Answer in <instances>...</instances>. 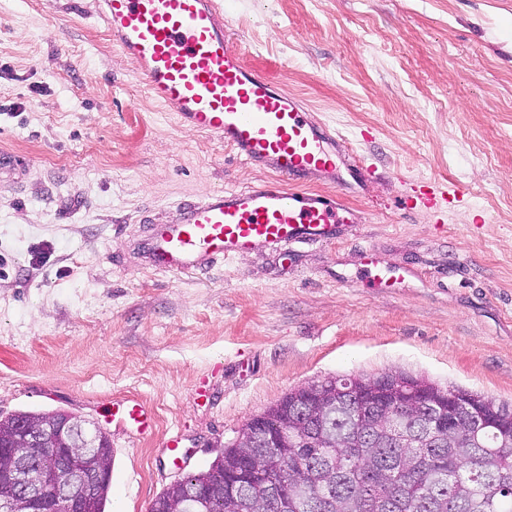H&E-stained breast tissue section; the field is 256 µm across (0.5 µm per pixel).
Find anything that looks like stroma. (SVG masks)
I'll return each instance as SVG.
<instances>
[{
  "label": "stroma",
  "instance_id": "stroma-1",
  "mask_svg": "<svg viewBox=\"0 0 512 512\" xmlns=\"http://www.w3.org/2000/svg\"><path fill=\"white\" fill-rule=\"evenodd\" d=\"M222 2L245 64L373 175L342 239L173 276L146 269L144 222L261 172L148 98L99 0H0V414L106 431L107 512H148L315 380L393 369L512 405V0ZM434 178L466 203L397 208ZM370 253L417 274L373 285ZM129 399L149 431L116 430Z\"/></svg>",
  "mask_w": 512,
  "mask_h": 512
}]
</instances>
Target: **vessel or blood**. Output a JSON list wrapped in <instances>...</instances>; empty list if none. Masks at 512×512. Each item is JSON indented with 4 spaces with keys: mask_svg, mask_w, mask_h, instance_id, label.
Listing matches in <instances>:
<instances>
[{
    "mask_svg": "<svg viewBox=\"0 0 512 512\" xmlns=\"http://www.w3.org/2000/svg\"><path fill=\"white\" fill-rule=\"evenodd\" d=\"M98 17L112 43L138 64L148 96L178 123L212 136L253 168L260 182L179 203L154 224L148 265L161 274L203 273L255 246L336 241L358 214L331 188L362 185L371 169L338 149L337 134L306 112L270 76L249 68L224 32L218 0H101ZM459 189L434 181L400 198V209L461 205ZM121 422L150 428L145 407H124Z\"/></svg>",
    "mask_w": 512,
    "mask_h": 512,
    "instance_id": "obj_1",
    "label": "vessel or blood"
}]
</instances>
